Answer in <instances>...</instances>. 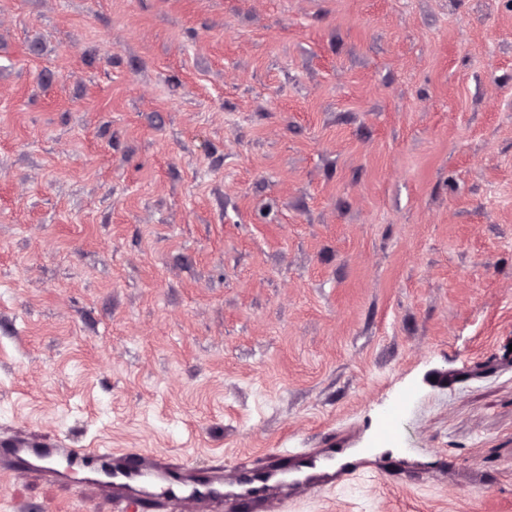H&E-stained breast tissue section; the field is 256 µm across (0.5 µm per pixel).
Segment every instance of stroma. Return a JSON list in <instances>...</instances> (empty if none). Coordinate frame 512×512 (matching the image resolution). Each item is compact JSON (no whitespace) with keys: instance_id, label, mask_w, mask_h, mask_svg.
Masks as SVG:
<instances>
[{"instance_id":"1","label":"stroma","mask_w":512,"mask_h":512,"mask_svg":"<svg viewBox=\"0 0 512 512\" xmlns=\"http://www.w3.org/2000/svg\"><path fill=\"white\" fill-rule=\"evenodd\" d=\"M396 409L402 482L290 512H512V0H0V437L230 468Z\"/></svg>"}]
</instances>
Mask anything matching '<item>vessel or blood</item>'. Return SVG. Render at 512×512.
Returning a JSON list of instances; mask_svg holds the SVG:
<instances>
[{"mask_svg": "<svg viewBox=\"0 0 512 512\" xmlns=\"http://www.w3.org/2000/svg\"><path fill=\"white\" fill-rule=\"evenodd\" d=\"M393 464L370 463L354 449L329 441L320 448L281 449L269 461L227 470L200 467L144 448H72L62 439L26 435L0 441V470L39 473L48 485L92 487L113 512H285L295 495L319 494L364 473L379 476Z\"/></svg>", "mask_w": 512, "mask_h": 512, "instance_id": "vessel-or-blood-1", "label": "vessel or blood"}]
</instances>
